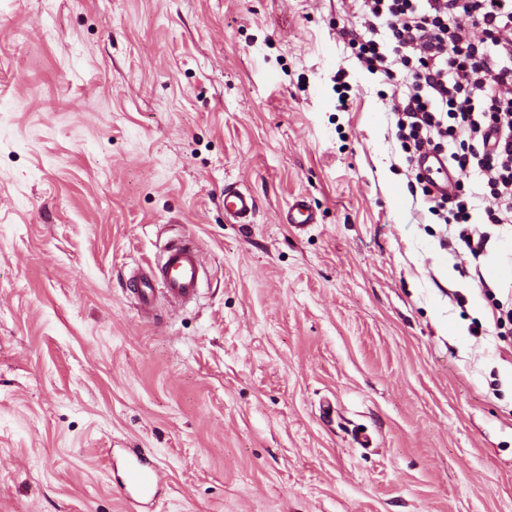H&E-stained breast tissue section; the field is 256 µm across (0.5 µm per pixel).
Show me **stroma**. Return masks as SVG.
Returning a JSON list of instances; mask_svg holds the SVG:
<instances>
[{
	"label": "stroma",
	"mask_w": 512,
	"mask_h": 512,
	"mask_svg": "<svg viewBox=\"0 0 512 512\" xmlns=\"http://www.w3.org/2000/svg\"><path fill=\"white\" fill-rule=\"evenodd\" d=\"M359 29L358 0H0V512H128L114 448L151 453L154 512H512L472 278L512 286V227L448 239ZM175 237L201 294L142 318ZM255 197L236 188L224 190V212L235 224H250L255 216ZM284 219L286 224H292L299 230H303L308 224L314 223L313 214L302 198H296L288 205Z\"/></svg>",
	"instance_id": "stroma-1"
}]
</instances>
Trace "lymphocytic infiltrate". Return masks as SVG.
Here are the masks:
<instances>
[{
    "label": "lymphocytic infiltrate",
    "instance_id": "lymphocytic-infiltrate-1",
    "mask_svg": "<svg viewBox=\"0 0 512 512\" xmlns=\"http://www.w3.org/2000/svg\"><path fill=\"white\" fill-rule=\"evenodd\" d=\"M360 24L349 41L360 65L407 84L392 107L407 163L431 149L459 177H480L479 195L422 191L430 213L482 255L490 235L473 220L476 197L488 202L483 223L512 224V0H361Z\"/></svg>",
    "mask_w": 512,
    "mask_h": 512
}]
</instances>
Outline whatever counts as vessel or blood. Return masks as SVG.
<instances>
[{
  "label": "vessel or blood",
  "mask_w": 512,
  "mask_h": 512,
  "mask_svg": "<svg viewBox=\"0 0 512 512\" xmlns=\"http://www.w3.org/2000/svg\"><path fill=\"white\" fill-rule=\"evenodd\" d=\"M420 172L433 183L437 194L452 193L457 180L456 173L449 168L448 160L441 154L425 151L420 160ZM257 203L250 193L232 188L224 192V212L235 223H251ZM286 223L304 229L313 223L314 217L305 200L297 198L289 204L285 214ZM156 277L143 276L134 282L132 293L144 315H152L156 296L184 304L198 293L204 274V265L198 248L189 242L171 244L157 264ZM159 472L150 453L143 448L127 449L121 477V490L127 502L136 512H149L156 495Z\"/></svg>",
  "instance_id": "obj_1"
}]
</instances>
